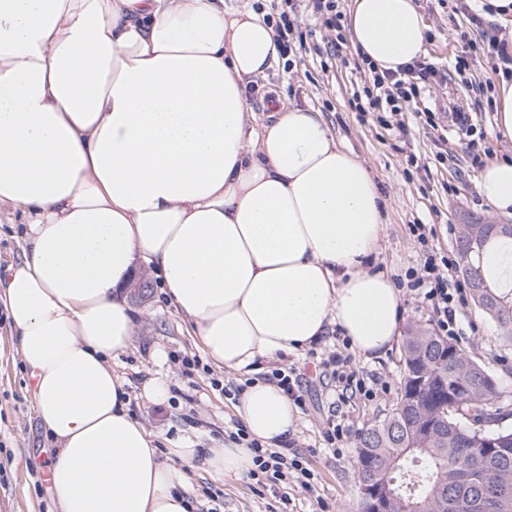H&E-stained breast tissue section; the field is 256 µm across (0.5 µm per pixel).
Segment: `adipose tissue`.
Masks as SVG:
<instances>
[{
    "label": "adipose tissue",
    "mask_w": 512,
    "mask_h": 512,
    "mask_svg": "<svg viewBox=\"0 0 512 512\" xmlns=\"http://www.w3.org/2000/svg\"><path fill=\"white\" fill-rule=\"evenodd\" d=\"M353 49L377 70L426 54L414 0H353ZM263 14L224 0H0V209L30 248L4 305L57 446V512H188L177 461L129 412L126 354L139 315L125 288L148 268L215 365L250 379L235 406L250 438L284 447L300 413L257 366L336 330L364 359L401 333L402 297L374 268L384 231L372 172L319 112L253 110L247 91L278 62ZM477 190L512 216V159ZM475 261L512 302V237ZM237 477L250 448L211 449Z\"/></svg>",
    "instance_id": "obj_1"
}]
</instances>
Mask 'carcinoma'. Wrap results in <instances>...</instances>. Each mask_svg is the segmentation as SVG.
Listing matches in <instances>:
<instances>
[{"label": "carcinoma", "instance_id": "carcinoma-1", "mask_svg": "<svg viewBox=\"0 0 512 512\" xmlns=\"http://www.w3.org/2000/svg\"><path fill=\"white\" fill-rule=\"evenodd\" d=\"M497 224H463L457 238L474 302L512 344V304L494 295L470 255ZM496 379L449 339L418 330L406 343L404 384L392 410L358 435L359 486L382 473L389 512H512V427L500 424ZM499 443L485 446L484 439Z\"/></svg>", "mask_w": 512, "mask_h": 512}]
</instances>
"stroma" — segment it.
I'll list each match as a JSON object with an SVG mask.
<instances>
[{
	"instance_id": "obj_1",
	"label": "stroma",
	"mask_w": 512,
	"mask_h": 512,
	"mask_svg": "<svg viewBox=\"0 0 512 512\" xmlns=\"http://www.w3.org/2000/svg\"><path fill=\"white\" fill-rule=\"evenodd\" d=\"M415 2L429 28L427 61L450 69L448 77L428 87L422 97V106L435 112L433 122L401 112L390 115L383 125L355 112L350 101L354 85L363 78L357 68L359 57L350 44L333 46V32L303 4L297 8L293 34L303 42V53L293 55L291 64L275 65L248 92L254 106L266 89L277 88L291 104L320 112L337 142L375 176L385 201V234L377 265L391 273L403 292L404 337L434 327L414 286L425 257L455 261L462 224L477 218L492 224L504 221L477 192L479 161L494 155L512 158V141H498L490 134L495 112L492 83L504 64L466 49L468 41H482L487 33L512 38V25L489 21L479 31L462 9L463 0ZM461 54L467 55L469 68L457 74L453 66ZM456 104L463 106L473 128L463 141L446 116ZM138 308L141 324L118 370L127 382L133 415L158 448L197 449L196 458L182 466L191 512H320L324 507L329 512H350L358 494L357 436L382 420L400 395L406 360L403 341L373 360L352 357V367L378 385L334 414L329 407L336 395L324 388L319 374L321 362L343 346L336 332H329L314 352L264 364L262 377H270L277 368H291L302 381L305 404L288 450L305 458L315 474V490L308 493L297 487L283 495L267 488L259 493L249 475L226 480L204 466L209 449L232 441L241 425L233 405L243 377L203 357L188 322L167 304L159 285L151 286L148 299ZM456 318L460 332L453 343L495 377L506 412L504 422L512 426V345L502 342L495 322L473 299L457 305ZM186 356L198 357V364L184 367ZM155 377L167 383L166 398L156 404L142 395L144 382ZM32 383L16 333L0 307V512L55 509L49 480L55 449L38 417ZM330 416L349 428L333 450L323 437Z\"/></svg>"
}]
</instances>
